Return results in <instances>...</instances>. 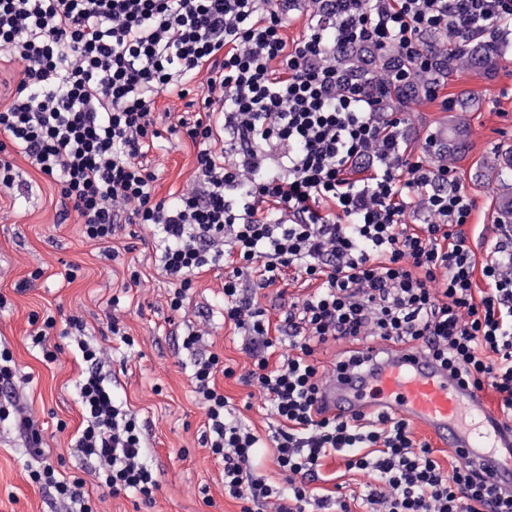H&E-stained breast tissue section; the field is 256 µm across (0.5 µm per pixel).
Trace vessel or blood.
<instances>
[{
    "mask_svg": "<svg viewBox=\"0 0 512 512\" xmlns=\"http://www.w3.org/2000/svg\"><path fill=\"white\" fill-rule=\"evenodd\" d=\"M322 398L332 414L343 418L373 410L401 417L512 492V426L488 409L481 390L462 385L420 353L400 349L367 371L333 377Z\"/></svg>",
    "mask_w": 512,
    "mask_h": 512,
    "instance_id": "obj_1",
    "label": "vessel or blood"
}]
</instances>
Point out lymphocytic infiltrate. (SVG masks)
Instances as JSON below:
<instances>
[{
    "instance_id": "obj_1",
    "label": "lymphocytic infiltrate",
    "mask_w": 512,
    "mask_h": 512,
    "mask_svg": "<svg viewBox=\"0 0 512 512\" xmlns=\"http://www.w3.org/2000/svg\"><path fill=\"white\" fill-rule=\"evenodd\" d=\"M287 11L270 0H0V63L15 67L0 107V185L14 183L4 155L17 149L57 183L84 239L106 245L123 225L150 226L173 312L185 311L197 275L231 265L224 320L246 336L252 366L239 375L213 353L191 364L189 380L206 416L202 443L241 512H351L342 496L311 488L335 456L369 475L368 512H512V494L465 462L445 472L408 422L342 419L321 402L329 377L405 344L493 388L512 421V229L477 262L463 231L475 202L454 169L411 160L401 113L383 111V97L336 64L346 46L366 45L427 68L424 35L495 34L512 24V0H315L294 40ZM162 99L184 101L194 117L174 115L160 131ZM166 132L196 146V169L179 196L159 200L144 158ZM290 272L316 289L290 301L291 353L273 366L258 295ZM58 326L76 336L86 365L75 446L100 497L131 491L153 503L159 480L136 415L99 368L105 346L81 340L72 314L46 316L33 347L57 361ZM330 342L346 349L324 369L313 356ZM220 373L269 403V440L218 390ZM15 376L12 352L0 348V419L24 440L31 482L98 512L81 478L46 457L39 428L11 397ZM268 462L276 480L261 474Z\"/></svg>"
}]
</instances>
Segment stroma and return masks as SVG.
I'll list each match as a JSON object with an SVG mask.
<instances>
[{
  "instance_id": "obj_1",
  "label": "stroma",
  "mask_w": 512,
  "mask_h": 512,
  "mask_svg": "<svg viewBox=\"0 0 512 512\" xmlns=\"http://www.w3.org/2000/svg\"><path fill=\"white\" fill-rule=\"evenodd\" d=\"M434 99L420 98L408 106L405 143L411 156L432 165L455 168L458 182L475 201L467 241L477 262L500 236L499 193L482 171L498 161L499 152L512 147V35L501 46L495 70H457L437 89ZM469 98L468 111L455 112L458 99ZM466 130V146L457 154L442 152L450 127ZM197 149L189 140H171L151 149L145 161L158 175L156 194L179 195L194 170ZM17 183L24 193L0 186V344L8 346L18 369L17 402L31 412L44 439V450L61 460L66 475L83 479V492L97 497V479L85 467L74 446L82 422L76 380L83 365L70 339L52 331L61 352L53 364L43 362L28 340L33 315L64 318L82 315L85 338L103 342L113 311H121L132 345L111 343L102 372L143 427L149 459L159 475L153 504L127 493L100 503V512H240L237 501L224 495V467L202 444L205 414L188 378L195 353L214 352L237 372L252 365L241 336L224 323L225 268L201 273L195 280L185 314L170 311V284L156 264V240L145 226L130 224L116 245L119 255L107 259L104 248L82 238L74 219H62L65 207L57 185L42 176L23 154L11 153ZM76 267L75 280L66 277ZM144 276V286H128L129 267ZM43 276L30 281L35 269ZM202 329L206 335L197 352L181 346V336ZM216 384L260 437L276 426L268 404L251 395L235 379L217 376ZM30 457L10 422L0 421V512H56L51 496L27 473ZM327 481L317 482L318 493L339 490L352 512H363L361 493L368 477L346 470L341 460L323 468Z\"/></svg>"
}]
</instances>
